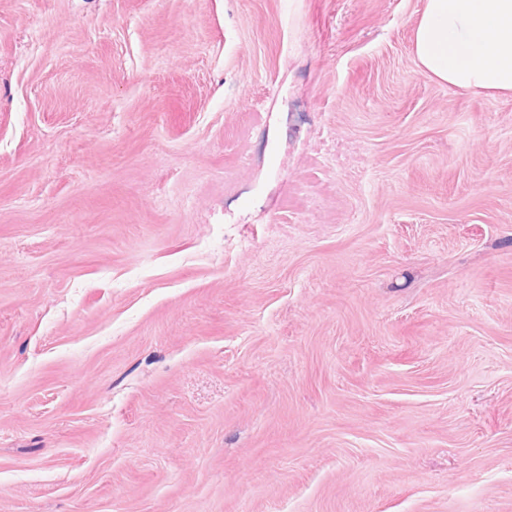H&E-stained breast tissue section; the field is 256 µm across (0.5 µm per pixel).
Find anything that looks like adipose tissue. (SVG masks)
<instances>
[{"label":"adipose tissue","instance_id":"ef3b65f1","mask_svg":"<svg viewBox=\"0 0 512 512\" xmlns=\"http://www.w3.org/2000/svg\"><path fill=\"white\" fill-rule=\"evenodd\" d=\"M414 53L422 72L438 82L512 95V0H426Z\"/></svg>","mask_w":512,"mask_h":512}]
</instances>
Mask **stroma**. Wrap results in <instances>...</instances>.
<instances>
[{"instance_id":"stroma-1","label":"stroma","mask_w":512,"mask_h":512,"mask_svg":"<svg viewBox=\"0 0 512 512\" xmlns=\"http://www.w3.org/2000/svg\"><path fill=\"white\" fill-rule=\"evenodd\" d=\"M425 0H0V512H512V96ZM414 53L422 72L438 82L512 95V0H426Z\"/></svg>"}]
</instances>
